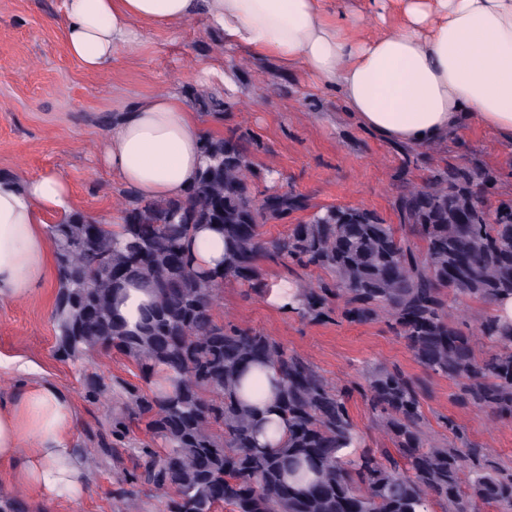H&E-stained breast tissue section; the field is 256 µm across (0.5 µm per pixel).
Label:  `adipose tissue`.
Here are the masks:
<instances>
[{
  "instance_id": "1",
  "label": "adipose tissue",
  "mask_w": 512,
  "mask_h": 512,
  "mask_svg": "<svg viewBox=\"0 0 512 512\" xmlns=\"http://www.w3.org/2000/svg\"><path fill=\"white\" fill-rule=\"evenodd\" d=\"M70 57L96 72L137 45L144 27L167 30L205 16L225 45L272 58L305 78L304 90L335 92L363 129L395 147L425 148L462 123L512 146V0H65ZM376 24L365 32L366 18ZM199 112L174 91L120 112L99 153L113 180L144 200L177 198L204 163ZM72 208L63 176L0 178V301H20L48 282L46 225ZM186 247L198 270L224 259V239L202 227ZM272 368L249 404L263 414L259 447L280 445L288 423L276 407ZM75 411L38 382L0 403V467L33 498H79L86 467L73 448Z\"/></svg>"
}]
</instances>
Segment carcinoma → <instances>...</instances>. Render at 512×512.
I'll list each match as a JSON object with an SVG mask.
<instances>
[{"mask_svg":"<svg viewBox=\"0 0 512 512\" xmlns=\"http://www.w3.org/2000/svg\"><path fill=\"white\" fill-rule=\"evenodd\" d=\"M203 116L224 121V93L189 87ZM254 143L230 129L207 133L205 159L181 198L143 201L133 191L121 211L123 245L103 220L73 210L47 225L58 289L54 354L79 361L117 351L138 367L139 382L91 373L83 398L111 403L88 463L134 449L125 486L156 494L157 512H477L479 502L512 512V465L470 440L448 416L447 435L431 437L418 380L378 365L356 386L329 384L298 353L264 332L216 319L219 285L236 281L261 292L260 263L322 273L300 289L296 314L310 323L383 320L414 359L455 381L454 401L493 418H512V323L494 305L512 298V197L487 199L494 172L448 160L422 184L403 190L400 226L354 205L310 209L294 191L261 193ZM307 219L265 239L261 226L299 211ZM200 226L221 234L225 265L198 271L185 241ZM130 282L155 302L138 331L112 316ZM486 307L478 332L490 345L476 354L472 336L451 320L453 307ZM277 376V408L288 434L277 448L256 444L260 413L239 395L252 366ZM169 386L155 388L158 368ZM358 392L393 449L361 442L348 402ZM147 439L131 436L132 427ZM355 448L354 456L341 451Z\"/></svg>","mask_w":512,"mask_h":512,"instance_id":"obj_1","label":"carcinoma"}]
</instances>
